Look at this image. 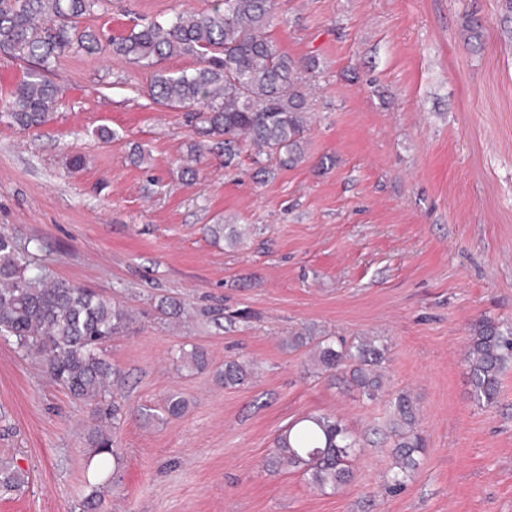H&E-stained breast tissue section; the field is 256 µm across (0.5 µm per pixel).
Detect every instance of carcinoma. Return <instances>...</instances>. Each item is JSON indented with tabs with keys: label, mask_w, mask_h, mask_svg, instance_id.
Segmentation results:
<instances>
[{
	"label": "carcinoma",
	"mask_w": 512,
	"mask_h": 512,
	"mask_svg": "<svg viewBox=\"0 0 512 512\" xmlns=\"http://www.w3.org/2000/svg\"><path fill=\"white\" fill-rule=\"evenodd\" d=\"M109 0H0V53L30 66L17 85L0 121L23 129L44 125L56 107L58 87L45 72L66 51L76 47L94 54L102 50L97 33L81 27V19ZM274 0H222L211 9L184 10L171 20H153L109 41V51L140 67L153 68L177 56L191 57L197 67L179 73L157 70L150 97L163 107H187L188 122L198 140L182 161L183 173L205 153L224 156L229 167L245 143L261 157L277 158L292 167L302 158L304 134L310 123L305 73L312 58L296 60L282 52L267 34ZM129 310L88 288L51 279L17 247L14 236L0 232V337L42 356L52 380L71 396L94 406L100 419L117 425L124 415L117 395L124 374L101 355V347L131 321ZM312 345L310 363L317 374L343 380L369 399L384 387L386 347L372 336H359L340 346L312 336L297 335L292 349ZM182 366L203 369L204 350L195 347L180 356ZM512 362V327L479 319L467 336V367L471 394L492 404L501 375ZM250 366L224 362L218 380L226 387L244 384ZM112 403L102 409L106 397ZM390 430L393 464L388 482L401 487L418 464L424 443L417 431L416 407L410 394L400 392L392 402ZM88 444L100 468L118 461L112 435L96 424ZM359 441L336 416L307 415L274 438L271 466L294 469L320 492H337L353 478L349 462ZM25 485V474L9 462L0 463V489L14 492Z\"/></svg>",
	"instance_id": "carcinoma-1"
}]
</instances>
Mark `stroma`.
Masks as SVG:
<instances>
[{
	"label": "stroma",
	"mask_w": 512,
	"mask_h": 512,
	"mask_svg": "<svg viewBox=\"0 0 512 512\" xmlns=\"http://www.w3.org/2000/svg\"><path fill=\"white\" fill-rule=\"evenodd\" d=\"M206 6L112 0L83 23L118 36ZM268 35L316 68L304 159L266 162L260 180L248 146L234 167L207 154L182 176L183 109L155 104L152 69L112 54L51 65L62 97L46 125L0 123V232L38 239L49 275L134 313L103 348L128 408L112 472L92 459L91 405L0 338V460L27 479L0 512H81L94 489L102 512H512V365L482 406L466 364L471 323L512 321V0H275ZM212 224L250 231L232 244ZM163 299L181 315H160ZM297 333L378 337L385 389L369 400L310 375L285 343ZM195 346L209 367L178 369ZM231 359L254 374L227 388L215 372ZM401 390L425 451L388 493ZM322 413L361 444L336 493L268 469L278 432Z\"/></svg>",
	"instance_id": "35a3bbf8"
}]
</instances>
